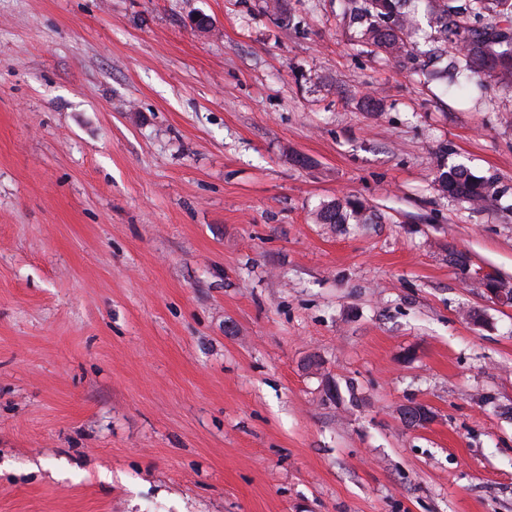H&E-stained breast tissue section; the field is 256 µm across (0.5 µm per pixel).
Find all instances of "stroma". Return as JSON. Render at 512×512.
I'll use <instances>...</instances> for the list:
<instances>
[{"instance_id":"stroma-1","label":"stroma","mask_w":512,"mask_h":512,"mask_svg":"<svg viewBox=\"0 0 512 512\" xmlns=\"http://www.w3.org/2000/svg\"><path fill=\"white\" fill-rule=\"evenodd\" d=\"M361 31L348 0H0V512H512L480 284L512 283V90ZM438 186L449 197L480 208L495 201L499 188L494 176H478L463 167L440 165ZM362 211L363 204L361 202L346 198L322 208L318 219L322 224H348L350 218H358ZM398 415L402 423L409 427H421L432 419L431 412L421 405H404L399 408Z\"/></svg>"}]
</instances>
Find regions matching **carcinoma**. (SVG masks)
Returning <instances> with one entry per match:
<instances>
[{"mask_svg":"<svg viewBox=\"0 0 512 512\" xmlns=\"http://www.w3.org/2000/svg\"><path fill=\"white\" fill-rule=\"evenodd\" d=\"M355 14L367 21L363 42L394 60L417 69L421 63L410 48L412 18L406 0H354ZM452 0H435L439 13L438 51L456 45L460 70L457 86L465 88L477 79L486 84L512 88V0H468L472 26L451 19ZM440 190L473 208L483 207L499 196L496 178L478 176L463 167L440 166ZM363 204L346 198L322 208L318 219L323 224H346L359 217Z\"/></svg>","mask_w":512,"mask_h":512,"instance_id":"cac0c4a2","label":"carcinoma"}]
</instances>
